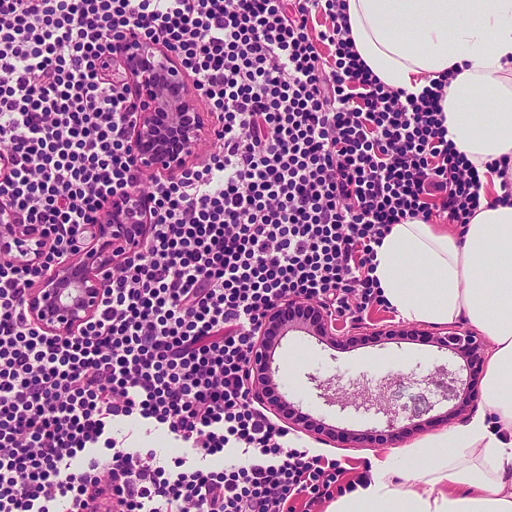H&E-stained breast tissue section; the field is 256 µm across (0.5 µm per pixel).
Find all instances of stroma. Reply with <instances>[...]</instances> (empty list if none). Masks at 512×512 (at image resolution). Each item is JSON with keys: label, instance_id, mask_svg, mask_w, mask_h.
Masks as SVG:
<instances>
[{"label": "stroma", "instance_id": "obj_1", "mask_svg": "<svg viewBox=\"0 0 512 512\" xmlns=\"http://www.w3.org/2000/svg\"><path fill=\"white\" fill-rule=\"evenodd\" d=\"M340 335L330 343L300 332L285 336L275 353L279 368L280 390L286 399L300 405L314 419L336 429L364 433L382 429L385 419L354 409L339 410L326 405L314 388V380H334L336 388L346 392L377 394L387 378L401 377L396 394L398 404H412L419 392L413 376H424L444 366L460 378L483 380L488 358L493 349L490 339H483L476 358L465 359L432 343L440 328L434 324L407 321L382 306H372L362 317L338 319ZM453 402H440L426 415L419 426H407L400 440L380 439L369 448H344L319 442L307 432H290V445L301 446L311 454L335 462L340 475L338 484L354 481L364 472L371 459L401 454L421 441L463 424Z\"/></svg>", "mask_w": 512, "mask_h": 512}]
</instances>
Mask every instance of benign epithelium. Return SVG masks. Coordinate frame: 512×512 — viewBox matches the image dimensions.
Here are the masks:
<instances>
[{
	"label": "benign epithelium",
	"mask_w": 512,
	"mask_h": 512,
	"mask_svg": "<svg viewBox=\"0 0 512 512\" xmlns=\"http://www.w3.org/2000/svg\"><path fill=\"white\" fill-rule=\"evenodd\" d=\"M128 79L138 100V110L128 129V137L138 167L166 177L179 176L193 163L205 134V113L198 107L192 84L173 54L164 48L139 42L121 50ZM109 218L91 226L78 244L74 258L55 266L29 290L27 309L33 323L54 336H70L90 323L109 286L112 268L135 256L148 229L146 203L132 191L124 200L108 205ZM37 235L25 232L9 211L0 210V260L13 257L12 247L34 242ZM291 332L336 339V318L327 310L304 300L288 301L267 311L263 327L255 342L249 369L252 372L253 401L278 413L288 410V429L313 432L318 439L334 442L339 432L315 422L295 406L286 405L279 395L278 369L273 367L274 354L282 337ZM436 342L468 358L481 348V341L470 332L448 331ZM400 378L385 383L387 393L363 398L355 409L374 411L387 417L388 432L396 434L398 419H418L431 411L429 397L420 395L413 405H399L394 387ZM326 404L347 407L335 383L316 384ZM438 388L442 398L455 402L460 414L468 412L478 397L476 383L463 384L450 369L443 370Z\"/></svg>",
	"instance_id": "1"
}]
</instances>
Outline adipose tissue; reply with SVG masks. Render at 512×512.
Masks as SVG:
<instances>
[{
    "label": "adipose tissue",
    "mask_w": 512,
    "mask_h": 512,
    "mask_svg": "<svg viewBox=\"0 0 512 512\" xmlns=\"http://www.w3.org/2000/svg\"><path fill=\"white\" fill-rule=\"evenodd\" d=\"M349 37L386 86L420 93L448 81V138L477 167L483 200L449 231L419 219L393 225L377 249L381 295L410 321L465 320L491 339L481 399L468 423L372 459L326 512H512V206L491 202L501 179L487 162L512 160V0H346ZM492 92L484 121L470 106Z\"/></svg>",
    "instance_id": "1"
}]
</instances>
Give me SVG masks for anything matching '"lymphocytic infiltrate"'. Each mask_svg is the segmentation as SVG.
<instances>
[{
	"instance_id": "lymphocytic-infiltrate-1",
	"label": "lymphocytic infiltrate",
	"mask_w": 512,
	"mask_h": 512,
	"mask_svg": "<svg viewBox=\"0 0 512 512\" xmlns=\"http://www.w3.org/2000/svg\"><path fill=\"white\" fill-rule=\"evenodd\" d=\"M345 0H0V207L45 240L0 262V512H290L332 494L335 463L257 410L249 353L266 309L338 315L377 301L392 225L480 205L448 140L444 81L390 88L358 58ZM161 44L215 118L208 159L174 179L135 168L136 112L113 63ZM331 49L323 57L320 46ZM149 204L84 331L51 336L25 298L115 196ZM166 427L192 458L112 438Z\"/></svg>"
}]
</instances>
